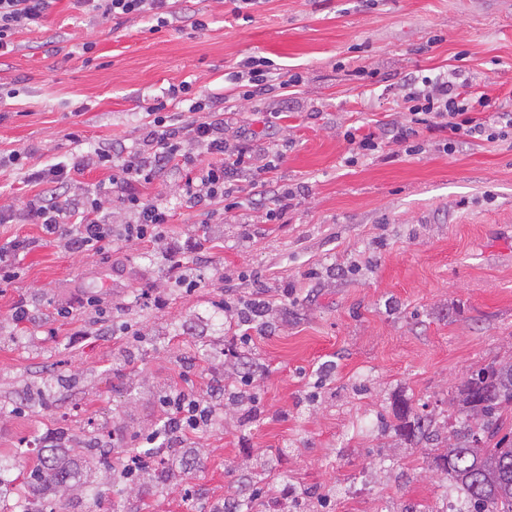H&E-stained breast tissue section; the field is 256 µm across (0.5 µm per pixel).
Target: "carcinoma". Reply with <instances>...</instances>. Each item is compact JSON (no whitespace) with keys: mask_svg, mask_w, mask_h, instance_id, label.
I'll return each instance as SVG.
<instances>
[{"mask_svg":"<svg viewBox=\"0 0 512 512\" xmlns=\"http://www.w3.org/2000/svg\"><path fill=\"white\" fill-rule=\"evenodd\" d=\"M451 404L461 425L442 432L433 415H420L403 404L395 411V431L404 442L437 448L431 460L469 500L466 512H512V356L494 360L470 374ZM23 477L18 492L55 493L68 487L65 461L49 456Z\"/></svg>","mask_w":512,"mask_h":512,"instance_id":"1","label":"carcinoma"}]
</instances>
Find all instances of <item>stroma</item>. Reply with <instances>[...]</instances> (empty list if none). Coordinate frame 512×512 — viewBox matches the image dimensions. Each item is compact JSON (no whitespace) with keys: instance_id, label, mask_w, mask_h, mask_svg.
<instances>
[{"instance_id":"35a3bbf8","label":"stroma","mask_w":512,"mask_h":512,"mask_svg":"<svg viewBox=\"0 0 512 512\" xmlns=\"http://www.w3.org/2000/svg\"><path fill=\"white\" fill-rule=\"evenodd\" d=\"M175 8L203 28L154 33L58 0L43 29L16 35L0 57V89L18 92L0 98V153H23L25 166L0 167V206L73 199L107 180L95 145L142 150L147 107L181 83L212 100L230 142L248 137L279 165L261 197L239 174L229 207L187 202L186 167L159 172L145 195L170 218L150 244L78 254L42 225L0 224V238L31 242L0 286V512H23L17 489L49 432L79 458L86 443L160 426L163 391L235 385L241 331L223 304L259 292L269 311L245 348L259 413L224 406L181 485L107 474L101 496L57 493L61 512H210L259 459L276 463L275 483L320 495L318 512L440 505L451 485L429 448L393 450L388 426L401 400L446 419L466 375L512 354V138L449 154L447 132L423 128L421 153L350 165L345 133L410 128V80L456 67L512 112V0H263L247 21L232 0ZM250 57L269 59L271 77L247 100L228 77ZM291 75L297 86L281 87ZM61 160L79 166L63 187L26 182L27 169ZM193 240L201 250L172 269V242ZM90 297L104 314L81 309ZM20 302L30 319L18 323ZM362 472L370 491L348 499Z\"/></svg>"}]
</instances>
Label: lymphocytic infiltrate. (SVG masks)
I'll use <instances>...</instances> for the list:
<instances>
[{"label": "lymphocytic infiltrate", "instance_id": "lymphocytic-infiltrate-1", "mask_svg": "<svg viewBox=\"0 0 512 512\" xmlns=\"http://www.w3.org/2000/svg\"><path fill=\"white\" fill-rule=\"evenodd\" d=\"M55 0H0V52L7 49L17 33L42 28ZM75 7L96 8L102 18L130 19L150 17L158 26H166L173 9L170 0H74ZM412 116L411 128L393 137L371 132L356 136L346 132L352 156H366L382 149L385 141H393L400 152L412 156L422 150L418 140L420 128H445L453 138L444 149L455 152L457 144L470 140L495 142L512 137V113L503 112L496 123L481 120V112L493 108V101L484 94L466 91L458 74L451 73L436 79H423L421 86L411 88L405 96ZM207 101L192 104L197 117L185 126L176 125L167 111L166 103L149 107L145 124L147 153L116 152L112 145L99 146L94 151L98 164L111 169L109 180L114 190L120 191L132 215L121 228H113L105 217L102 190L86 193L75 205L54 199L31 200L23 212L0 211L1 224H41L47 229L59 230L66 215L77 221L68 229V247L76 253L101 249L119 238L125 241L159 239L169 221L164 206L146 199L141 189L151 184L156 170L188 160L187 146L205 150L207 161L193 164L185 179L184 191L188 201L229 199L240 188L234 182L238 171L250 174L254 193L263 194L269 184V175L276 167L273 156H257L240 143H230L224 136V125L206 116ZM164 421L159 428L130 436V447L136 455L126 458L119 477L134 486L141 482L143 473L152 461L140 456L143 448H180L187 437L200 432L204 426L218 420L220 410L198 394L177 390L160 396Z\"/></svg>", "mask_w": 512, "mask_h": 512}]
</instances>
